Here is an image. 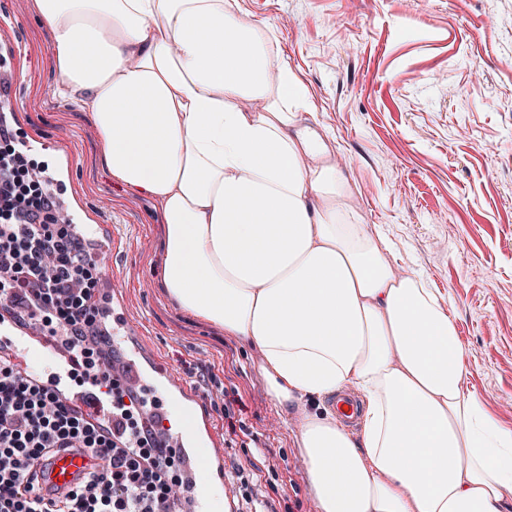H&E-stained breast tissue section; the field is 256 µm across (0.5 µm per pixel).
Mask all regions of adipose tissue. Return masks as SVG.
I'll use <instances>...</instances> for the list:
<instances>
[{
	"mask_svg": "<svg viewBox=\"0 0 512 512\" xmlns=\"http://www.w3.org/2000/svg\"><path fill=\"white\" fill-rule=\"evenodd\" d=\"M40 17L61 98L161 206L165 288L255 347L271 399L300 413L321 512H512V431L466 391L434 289L356 221L273 29L237 0H40ZM346 388L355 432L331 406Z\"/></svg>",
	"mask_w": 512,
	"mask_h": 512,
	"instance_id": "1",
	"label": "adipose tissue"
}]
</instances>
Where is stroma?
<instances>
[{
	"mask_svg": "<svg viewBox=\"0 0 512 512\" xmlns=\"http://www.w3.org/2000/svg\"><path fill=\"white\" fill-rule=\"evenodd\" d=\"M272 26L311 91L313 122L346 159L360 223L383 225L399 273H421L455 322L466 387L512 430V0H238ZM38 0H0V119L49 169L60 225L91 228L107 332L185 384L152 382L167 417L191 408L223 464L194 497L233 512H321L296 416L258 354L182 309L162 281L159 203L115 180L90 113L64 104ZM221 497H214L213 487Z\"/></svg>",
	"mask_w": 512,
	"mask_h": 512,
	"instance_id": "stroma-1",
	"label": "stroma"
}]
</instances>
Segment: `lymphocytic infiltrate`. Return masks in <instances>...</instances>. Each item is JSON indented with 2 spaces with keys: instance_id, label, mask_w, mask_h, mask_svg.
<instances>
[{
  "instance_id": "obj_1",
  "label": "lymphocytic infiltrate",
  "mask_w": 512,
  "mask_h": 512,
  "mask_svg": "<svg viewBox=\"0 0 512 512\" xmlns=\"http://www.w3.org/2000/svg\"><path fill=\"white\" fill-rule=\"evenodd\" d=\"M23 160L17 149L0 154V299L14 320L60 331L103 414L87 420L57 387L0 354V512H162L176 483L175 451L142 425L154 402L102 372L93 348L101 301L86 286L95 263L71 232L53 230L56 201L24 184ZM51 448H86L101 461L58 504L27 486L32 461Z\"/></svg>"
}]
</instances>
